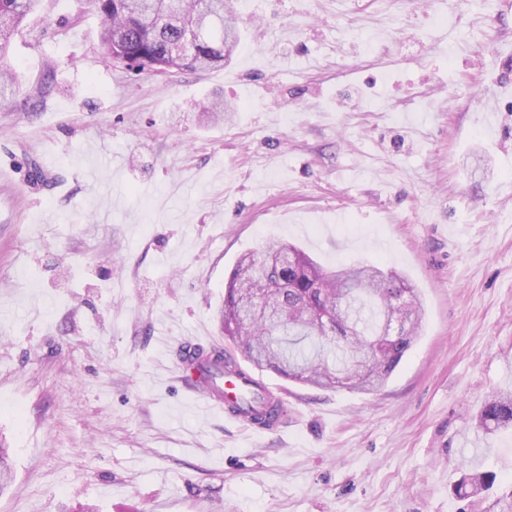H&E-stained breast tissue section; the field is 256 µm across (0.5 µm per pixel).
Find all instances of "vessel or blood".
I'll return each instance as SVG.
<instances>
[{"instance_id": "obj_1", "label": "vessel or blood", "mask_w": 512, "mask_h": 512, "mask_svg": "<svg viewBox=\"0 0 512 512\" xmlns=\"http://www.w3.org/2000/svg\"><path fill=\"white\" fill-rule=\"evenodd\" d=\"M177 369L181 379L199 395L204 406L223 414L228 421L265 432L275 431L281 426V418L275 415L256 421L244 413L245 402L239 397L240 382L237 377L216 374L208 364L185 353L179 356Z\"/></svg>"}]
</instances>
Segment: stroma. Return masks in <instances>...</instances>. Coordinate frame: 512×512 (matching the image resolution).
<instances>
[{
	"instance_id": "stroma-1",
	"label": "stroma",
	"mask_w": 512,
	"mask_h": 512,
	"mask_svg": "<svg viewBox=\"0 0 512 512\" xmlns=\"http://www.w3.org/2000/svg\"><path fill=\"white\" fill-rule=\"evenodd\" d=\"M236 8L206 71L108 66L81 0L14 44L24 93L57 89L0 108V512H484L454 487L465 458L512 476V428L477 427L512 392V0ZM280 243L394 268L424 318L370 394L264 371L288 418L253 432L174 365L224 346L231 271Z\"/></svg>"
}]
</instances>
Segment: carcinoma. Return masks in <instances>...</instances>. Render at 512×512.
Returning a JSON list of instances; mask_svg holds the SVG:
<instances>
[{"instance_id": "cac0c4a2", "label": "carcinoma", "mask_w": 512, "mask_h": 512, "mask_svg": "<svg viewBox=\"0 0 512 512\" xmlns=\"http://www.w3.org/2000/svg\"><path fill=\"white\" fill-rule=\"evenodd\" d=\"M101 19L100 51L130 74L224 66L238 45L233 0H83ZM41 0H0V107L17 106L22 84L8 56L14 36ZM252 314L241 315L246 302ZM423 315L416 289L400 273L361 262L327 268L294 244L240 258L227 281L220 322L233 345L197 355L239 373L242 356L260 370L318 388L371 393L382 387L412 348ZM512 427V393L489 398L478 417L486 434ZM12 478L9 448L0 442V492ZM469 469L461 498L494 485ZM486 512H512V483Z\"/></svg>"}]
</instances>
